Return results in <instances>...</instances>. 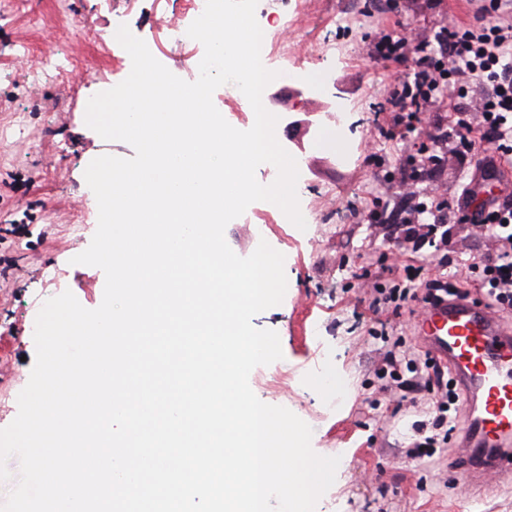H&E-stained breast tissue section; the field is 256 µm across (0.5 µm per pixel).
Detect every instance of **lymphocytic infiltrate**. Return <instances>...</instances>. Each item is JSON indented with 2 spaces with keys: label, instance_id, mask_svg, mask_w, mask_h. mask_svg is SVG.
Segmentation results:
<instances>
[{
  "label": "lymphocytic infiltrate",
  "instance_id": "obj_1",
  "mask_svg": "<svg viewBox=\"0 0 512 512\" xmlns=\"http://www.w3.org/2000/svg\"><path fill=\"white\" fill-rule=\"evenodd\" d=\"M505 0H481L471 20L459 22L436 32L433 40L411 42L395 34L378 42L368 56L372 61L409 64L411 71L397 78L390 90L393 115L388 125L390 138L404 137L414 128L420 113L440 105L447 89H455L457 101L448 116L437 117L433 144L455 139L458 157L483 150L482 172L494 173L497 162L512 160V15ZM485 94L479 107H471L472 87ZM473 193L463 188L462 201L451 204L431 195L429 190H409L395 218V229L406 239L435 246L439 228L447 222L482 226L499 246L483 255L470 269L476 273L485 298L499 311H512V201L493 198L471 207ZM463 293L458 275L440 274L419 284L379 290L370 310L379 313L389 304L408 299L424 304L442 301ZM377 375L390 376L403 394L428 395L435 418L427 435L407 451L415 458L433 453L437 444L448 443L456 431L460 401L451 380L432 358L422 367L402 361L393 348H382Z\"/></svg>",
  "mask_w": 512,
  "mask_h": 512
}]
</instances>
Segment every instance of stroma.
Returning a JSON list of instances; mask_svg holds the SVG:
<instances>
[{"mask_svg":"<svg viewBox=\"0 0 512 512\" xmlns=\"http://www.w3.org/2000/svg\"><path fill=\"white\" fill-rule=\"evenodd\" d=\"M467 12L465 0H398L388 13L365 0H307L303 10L279 16L269 14L266 0L256 8L269 42L265 67L294 73L292 81L278 78L266 87V108L278 118V142L301 143L291 154L300 160L298 199L306 227L298 229L276 205L258 201L227 225L225 239L242 257L263 240L285 257L282 303L252 320L278 333L283 357L254 368L249 384L264 403L288 408L311 427L316 454L339 457L335 481L315 512H512V485L488 493L462 484L461 448L406 457L412 425L426 420L427 407H410L399 393L382 391L372 367L382 342L371 336V322L359 318L374 287H391L410 265L424 266L432 277L441 261H449L477 290L478 279L467 267L495 247L470 225L452 223L441 250L416 251L411 243H395L390 225L360 224L354 217L384 197L386 172L417 154L432 130L424 120L406 139L386 136V87L400 68L371 62L368 46L401 30L412 38L433 37ZM173 18L193 22L186 0H0V127L22 128L17 138L0 140V257L12 265L0 282V360L21 383H28L34 365L30 326L43 296L68 290L88 309L103 299L104 272L74 261L98 222L84 173L96 157L130 158L134 150L103 139L85 123L90 97L131 71L124 48L101 36L115 24L127 25L160 63L189 81V63L204 48L172 42L166 25ZM45 49L69 58L73 73L36 87L29 73ZM304 84L335 95L344 124L318 133L300 126L305 112L320 104L319 98L299 96ZM291 120L298 123L292 130L286 127ZM479 161L476 153L463 160L449 154L434 176L419 183L456 201L465 173H477Z\"/></svg>","mask_w":512,"mask_h":512,"instance_id":"1","label":"stroma"}]
</instances>
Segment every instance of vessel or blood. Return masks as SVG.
Instances as JSON below:
<instances>
[{
    "label": "vessel or blood",
    "mask_w": 512,
    "mask_h": 512,
    "mask_svg": "<svg viewBox=\"0 0 512 512\" xmlns=\"http://www.w3.org/2000/svg\"><path fill=\"white\" fill-rule=\"evenodd\" d=\"M415 329L448 366L465 409L459 446L467 485L512 479V329L485 302L451 298L423 310Z\"/></svg>",
    "instance_id": "1"
}]
</instances>
